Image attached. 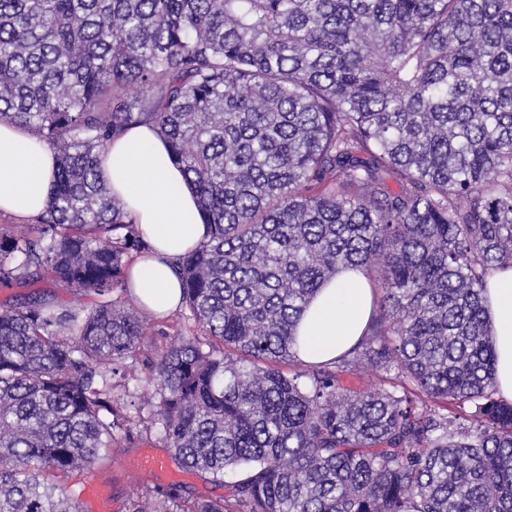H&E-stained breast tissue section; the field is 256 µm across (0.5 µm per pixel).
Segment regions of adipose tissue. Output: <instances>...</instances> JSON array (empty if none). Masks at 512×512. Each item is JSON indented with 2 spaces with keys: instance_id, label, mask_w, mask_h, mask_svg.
Here are the masks:
<instances>
[{
  "instance_id": "ef3b65f1",
  "label": "adipose tissue",
  "mask_w": 512,
  "mask_h": 512,
  "mask_svg": "<svg viewBox=\"0 0 512 512\" xmlns=\"http://www.w3.org/2000/svg\"><path fill=\"white\" fill-rule=\"evenodd\" d=\"M56 155L23 126L0 122V215L22 222L47 209ZM99 174L124 204L149 245L129 265L128 282L140 308L157 318L181 305L178 258L194 250L208 226L193 185L169 156L168 146L152 127L136 125L112 141L100 157ZM484 296L496 354L495 387L512 402V267L492 270ZM373 293L357 271H344L316 294L301 317L298 357L328 363L354 346L365 332Z\"/></svg>"
}]
</instances>
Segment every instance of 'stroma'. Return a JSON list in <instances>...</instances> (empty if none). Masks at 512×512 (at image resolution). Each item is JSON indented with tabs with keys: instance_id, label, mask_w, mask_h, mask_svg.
I'll list each match as a JSON object with an SVG mask.
<instances>
[{
	"instance_id": "35a3bbf8",
	"label": "stroma",
	"mask_w": 512,
	"mask_h": 512,
	"mask_svg": "<svg viewBox=\"0 0 512 512\" xmlns=\"http://www.w3.org/2000/svg\"><path fill=\"white\" fill-rule=\"evenodd\" d=\"M39 296L43 299L74 307L91 305L93 295L78 289L65 288L47 278L27 286L0 288V307L15 304L27 296ZM189 315L187 309H178L166 318L145 316V347L135 356L129 377H114L112 380L115 396L129 397L140 408L141 422L133 424L130 436H119L112 447L111 460L105 461L94 476L95 481L108 486L111 495V512H126L129 499L145 491L161 486V479L143 471L139 461L144 451H151L165 460L173 471L183 472V480L176 484L175 490L185 498L220 497L225 493L223 484L212 480L211 476L183 470L170 448H167L156 428L145 425L150 416V401L153 388L148 383L150 363L156 358L157 350L168 345L180 326Z\"/></svg>"
}]
</instances>
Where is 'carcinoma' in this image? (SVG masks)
<instances>
[{
  "mask_svg": "<svg viewBox=\"0 0 512 512\" xmlns=\"http://www.w3.org/2000/svg\"><path fill=\"white\" fill-rule=\"evenodd\" d=\"M0 121L57 155L0 288L34 266L96 296L0 309V512H80L59 482L131 424L112 376L144 336L145 244L97 170L137 124L210 227L176 263L199 332L158 353L152 424L226 492L128 512H512L483 297L512 266V0H0ZM342 270L374 284L373 316L306 364L299 318ZM365 361L401 389L346 382Z\"/></svg>",
  "mask_w": 512,
  "mask_h": 512,
  "instance_id": "1",
  "label": "carcinoma"
}]
</instances>
